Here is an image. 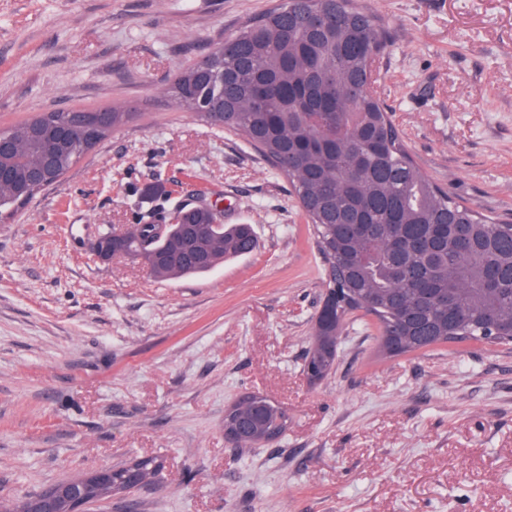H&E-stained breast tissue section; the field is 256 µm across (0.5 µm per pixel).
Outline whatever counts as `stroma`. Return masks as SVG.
<instances>
[{
    "mask_svg": "<svg viewBox=\"0 0 512 512\" xmlns=\"http://www.w3.org/2000/svg\"><path fill=\"white\" fill-rule=\"evenodd\" d=\"M275 0H0V127L39 112H133L21 212L0 218V499L151 458L155 485L93 512H512V347L383 359L351 316L336 369L303 358L325 284L286 181L166 89ZM387 30L373 92L419 170L512 220V0H359ZM253 225L250 255L190 278L100 262L93 245L164 196ZM288 413L235 448L224 411ZM245 398H250V401L247 402ZM253 408L260 410L263 413L265 423H268L271 426H277L280 430V433L285 430L288 424V414L286 410L271 402L270 400H266L263 396L260 395H249L244 398H240L237 402L229 406L224 411V424L228 423L230 419L242 425L251 422L253 425L247 428L248 431L251 430L249 436L256 434L258 432V428L253 422L251 416V410ZM226 412H228L227 415Z\"/></svg>",
    "mask_w": 512,
    "mask_h": 512,
    "instance_id": "obj_1",
    "label": "stroma"
}]
</instances>
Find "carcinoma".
Segmentation results:
<instances>
[{"instance_id": "obj_1", "label": "carcinoma", "mask_w": 512, "mask_h": 512, "mask_svg": "<svg viewBox=\"0 0 512 512\" xmlns=\"http://www.w3.org/2000/svg\"><path fill=\"white\" fill-rule=\"evenodd\" d=\"M325 0H280L214 45L207 64L224 71V130L242 137L286 178L311 224L321 252L333 260L325 288L333 295V320L313 326V336H340L348 316L374 317L379 348L400 356L466 340L512 344V224L476 213L416 167L405 140L366 84L387 36L357 0H332L324 21L309 15ZM195 66L167 88L177 108L202 119L198 97L215 85L197 82ZM45 112L0 130L18 152L0 157L24 176L55 150L42 128L65 121ZM85 157L74 143L48 175L56 184ZM38 194L24 185L0 188V211L19 212ZM160 218L130 224L112 243V256L134 254L158 280L201 275L228 259L251 254L258 241L250 224H225L207 210L186 212L164 240L158 224L182 210L165 198ZM336 353L313 347L303 371L327 378ZM285 430L288 414L260 395L226 409L224 421L245 425L251 410Z\"/></svg>"}]
</instances>
